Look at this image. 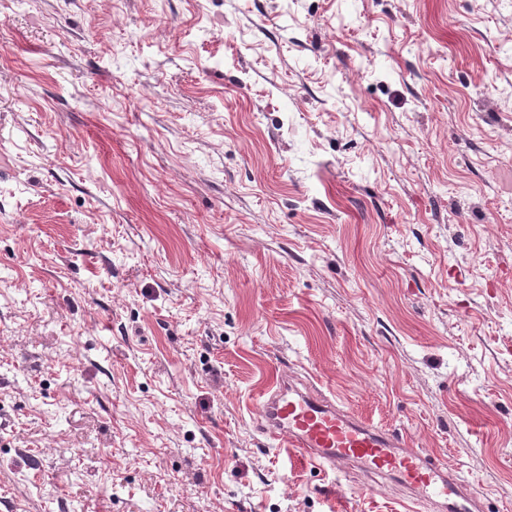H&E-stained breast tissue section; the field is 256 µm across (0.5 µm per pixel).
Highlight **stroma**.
I'll return each mask as SVG.
<instances>
[{"label":"stroma","mask_w":512,"mask_h":512,"mask_svg":"<svg viewBox=\"0 0 512 512\" xmlns=\"http://www.w3.org/2000/svg\"><path fill=\"white\" fill-rule=\"evenodd\" d=\"M277 376L512 512V0H0V512H404Z\"/></svg>","instance_id":"obj_1"}]
</instances>
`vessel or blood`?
<instances>
[{"mask_svg":"<svg viewBox=\"0 0 512 512\" xmlns=\"http://www.w3.org/2000/svg\"><path fill=\"white\" fill-rule=\"evenodd\" d=\"M260 426L316 466L336 470L350 463L364 474L392 478L413 504L431 503L436 512H481L473 486L446 470L437 456L283 378L265 393Z\"/></svg>","mask_w":512,"mask_h":512,"instance_id":"b4317fda","label":"vessel or blood"}]
</instances>
